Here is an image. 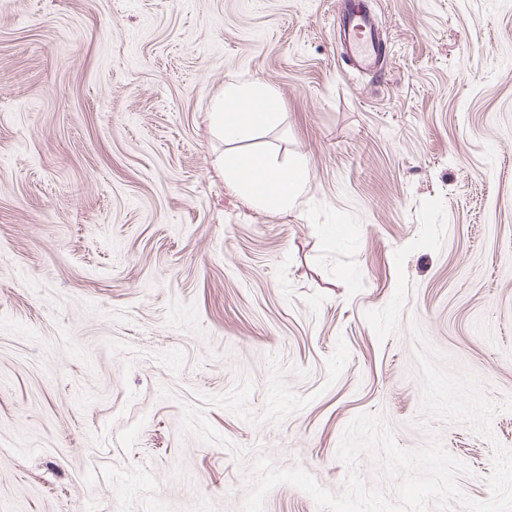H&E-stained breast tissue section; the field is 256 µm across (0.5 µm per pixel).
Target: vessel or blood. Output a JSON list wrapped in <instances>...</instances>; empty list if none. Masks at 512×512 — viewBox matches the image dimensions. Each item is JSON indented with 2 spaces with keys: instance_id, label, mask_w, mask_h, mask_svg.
<instances>
[{
  "instance_id": "b4317fda",
  "label": "vessel or blood",
  "mask_w": 512,
  "mask_h": 512,
  "mask_svg": "<svg viewBox=\"0 0 512 512\" xmlns=\"http://www.w3.org/2000/svg\"><path fill=\"white\" fill-rule=\"evenodd\" d=\"M341 46L352 66L379 74L384 68L382 41L374 15L364 0H343L338 21Z\"/></svg>"
}]
</instances>
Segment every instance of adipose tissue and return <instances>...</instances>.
I'll use <instances>...</instances> for the list:
<instances>
[{"instance_id": "obj_1", "label": "adipose tissue", "mask_w": 512, "mask_h": 512, "mask_svg": "<svg viewBox=\"0 0 512 512\" xmlns=\"http://www.w3.org/2000/svg\"><path fill=\"white\" fill-rule=\"evenodd\" d=\"M267 91H248L235 84H227L224 92L214 98L208 114L213 132L235 139L268 126L278 115L277 109L265 112L248 111L247 106L257 101H274ZM218 167L225 179L235 183L253 202L288 207L301 196L308 174L302 166L280 173L268 161L242 154L231 161H219Z\"/></svg>"}]
</instances>
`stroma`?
Returning <instances> with one entry per match:
<instances>
[{"label":"stroma","mask_w":512,"mask_h":512,"mask_svg":"<svg viewBox=\"0 0 512 512\" xmlns=\"http://www.w3.org/2000/svg\"><path fill=\"white\" fill-rule=\"evenodd\" d=\"M367 4L379 79L339 0H0V512H240L261 456L337 494L361 413L489 498L512 411L427 418L411 326L512 395V0ZM230 82L276 121L216 136ZM343 53L358 71L374 76L384 68L375 16L363 0H343L338 21ZM217 166L224 178L235 183L253 202L284 209L301 196L309 178L302 166H294L282 174L268 161L248 154L230 162L220 160Z\"/></svg>","instance_id":"1"}]
</instances>
